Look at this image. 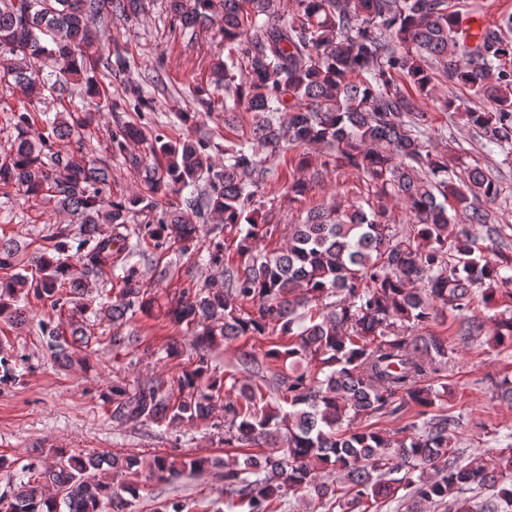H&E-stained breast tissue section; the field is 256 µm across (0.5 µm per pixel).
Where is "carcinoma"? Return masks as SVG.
I'll use <instances>...</instances> for the list:
<instances>
[{
	"instance_id": "obj_1",
	"label": "carcinoma",
	"mask_w": 512,
	"mask_h": 512,
	"mask_svg": "<svg viewBox=\"0 0 512 512\" xmlns=\"http://www.w3.org/2000/svg\"><path fill=\"white\" fill-rule=\"evenodd\" d=\"M146 0H0V79L23 88L27 106L12 112L17 137L0 154V185L27 198L51 194L77 219L43 236L27 260L13 237L0 236V322L18 325L35 300L63 310V296L84 294L87 279L112 266V254L145 256V239L157 249L180 244L188 251L197 225L163 202L186 187L206 189L186 198L189 209L215 213L224 230L242 234L235 255L225 243L208 248V261L224 273V287L184 288L167 302L165 316L196 328L200 349L241 338L277 336L262 354L240 350L248 375L219 374L202 353L169 385L150 380L134 393L111 389L115 413L139 425L177 427L207 418L224 401L223 458L179 459L155 455H76L52 449L54 465L23 466L19 484L0 494L13 512H132L140 487L115 489V474L142 471L159 483L224 471V491L243 512H279L283 496L301 493L341 512H371L395 500L404 512H512V433L489 432L498 445L488 464L472 459L454 439L462 417L447 413L448 371L456 341L430 330L453 316L457 341L485 339L512 348V293L501 301L498 285L512 280V255L480 247L499 230L479 203L498 198L491 173H449L448 155L429 149L425 105L451 112L476 130L491 153L512 147V14L479 26L449 0H294L286 19L273 0H169L180 33L215 29L224 57L209 84L224 90V112L253 113L251 138L224 151L187 135L148 140L143 129L122 123L113 137L130 154L137 190L112 195L109 166L83 152L81 130L92 112H116L97 79L101 69L131 72L135 61L118 43L97 46L89 19L120 13L136 19ZM55 67L44 72L42 59ZM471 92L479 105L435 93L434 74ZM160 73L136 70L124 104L156 110L151 89ZM79 91L89 109H43ZM322 146L323 170L348 168L376 188V202H337L309 209L296 224H260L255 196L275 177L270 158L282 150ZM315 177L298 176L288 193L304 197ZM390 197L404 213L389 211ZM151 211L153 222L129 235L112 229L130 215ZM466 224L448 235L457 219ZM286 243H258L280 230ZM78 241L70 254V241ZM83 267L72 274L71 260ZM35 271H29V265ZM117 295L101 314L114 324L128 314L153 313L139 269L122 266ZM253 306L250 311L247 306ZM497 309L490 335L478 306ZM56 356L83 342L86 321L69 317V330L41 322ZM495 397L512 403V373L493 384ZM405 425L381 429L372 420Z\"/></svg>"
}]
</instances>
